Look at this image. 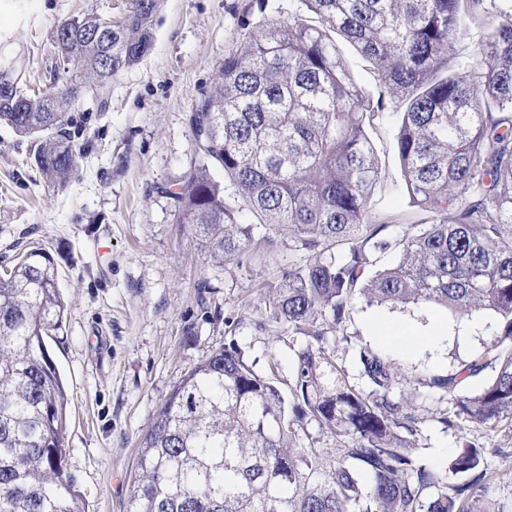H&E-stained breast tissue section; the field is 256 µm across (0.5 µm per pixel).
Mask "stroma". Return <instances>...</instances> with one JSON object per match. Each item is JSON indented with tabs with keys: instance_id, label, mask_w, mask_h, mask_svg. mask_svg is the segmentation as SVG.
<instances>
[{
	"instance_id": "stroma-1",
	"label": "stroma",
	"mask_w": 512,
	"mask_h": 512,
	"mask_svg": "<svg viewBox=\"0 0 512 512\" xmlns=\"http://www.w3.org/2000/svg\"><path fill=\"white\" fill-rule=\"evenodd\" d=\"M128 2L0 0V44L15 57L24 87L52 82L61 89L57 26L91 10L123 16ZM245 2L160 0L149 55L113 77L108 108L85 103L77 170L65 187L48 189L26 141L0 126V267L37 247L57 269L66 311L46 346L68 395L65 467L85 512H124L137 445L156 409L189 368L223 347L225 316L255 315L263 285L305 257L288 244L243 268L215 267L188 226L175 221L169 192L196 157L192 107L241 41ZM396 126L388 114L370 132L381 164L371 209L393 218L392 235L419 218L403 188ZM497 325L491 311L460 317L434 304L393 308L360 298L353 337L328 348L331 368L322 376L328 383L338 371L364 387L356 349L385 353L406 381L392 400L410 397L422 419L416 455L444 469L463 444L484 449L494 478L477 489L473 512H512V423H472L460 415L456 394L430 391L417 379L459 371L494 341ZM236 341L260 372L276 353L279 387L293 386L303 337L273 342L246 330Z\"/></svg>"
}]
</instances>
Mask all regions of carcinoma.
I'll return each mask as SVG.
<instances>
[{"label": "carcinoma", "instance_id": "obj_1", "mask_svg": "<svg viewBox=\"0 0 512 512\" xmlns=\"http://www.w3.org/2000/svg\"><path fill=\"white\" fill-rule=\"evenodd\" d=\"M288 21L245 33L224 57L194 118L207 148L176 183V223L206 258L243 267L289 239L307 258L280 270L257 316L224 318L232 337L190 368L139 443L126 512H467L491 479L483 450L460 448L445 470L412 451L420 418L390 358L361 348L367 388L321 381L325 351L348 341L354 301L435 304L459 315L491 310L497 337L459 372L426 373L447 393L496 365L494 377L458 407L471 421L512 420V0H301ZM103 39L96 12L57 26L55 49L73 65L65 87L20 86L0 52V124L30 141L43 183L64 186L77 166L73 111L108 97L114 74L153 47L159 0ZM485 22L473 62L449 63L474 18ZM371 64L384 92L354 80L334 35ZM400 103L395 149L410 202L421 213L401 234L370 215L380 178L369 129ZM220 169L234 195L214 179ZM253 217L243 223L239 214ZM398 260L382 269L380 258ZM65 303L51 258L32 249L0 272V512H85L65 472L68 397L45 339ZM248 327L295 350L291 395L249 364L233 337ZM310 421L336 438L333 451L302 445Z\"/></svg>", "mask_w": 512, "mask_h": 512}]
</instances>
